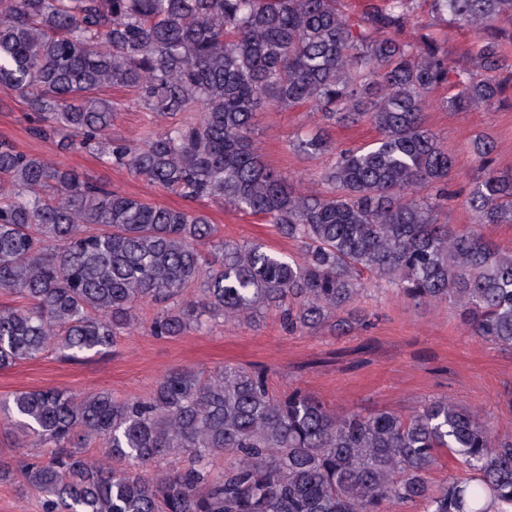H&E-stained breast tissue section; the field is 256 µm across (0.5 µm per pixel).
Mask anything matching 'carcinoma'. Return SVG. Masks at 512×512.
<instances>
[{"label":"carcinoma","mask_w":512,"mask_h":512,"mask_svg":"<svg viewBox=\"0 0 512 512\" xmlns=\"http://www.w3.org/2000/svg\"><path fill=\"white\" fill-rule=\"evenodd\" d=\"M412 2L381 0L353 20L338 0H0V86L25 98L34 134L260 216L301 247L294 260L227 243L197 210L112 191L0 141V293L24 301L0 308V367L51 345L68 359L104 354L139 323L174 338L269 306L290 332L342 330L365 272L415 303H452L470 335L512 348V246L483 232L512 224V172L490 167L491 142H474L485 168L466 198L475 224L440 223L454 160L422 122L440 85L459 88L463 110L512 87V70L500 77L512 33L497 26L512 0H431L437 17L474 31L466 67L432 35L399 38ZM105 87L178 121L114 139L124 103L99 97ZM307 103L330 124L379 132L363 147L322 133L294 141L334 156L321 196L297 194L252 139L264 106ZM0 414L16 449H50L21 471L43 512H512V441L446 397L406 415L339 414L226 365L206 378L168 373L147 399L16 392ZM92 439L96 459L82 452ZM443 450L466 476L435 489Z\"/></svg>","instance_id":"1"}]
</instances>
